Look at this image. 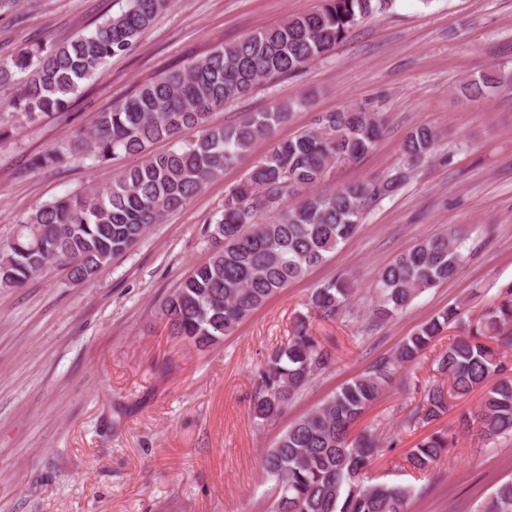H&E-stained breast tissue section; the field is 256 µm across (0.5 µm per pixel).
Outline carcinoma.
I'll return each instance as SVG.
<instances>
[{
    "instance_id": "obj_1",
    "label": "carcinoma",
    "mask_w": 512,
    "mask_h": 512,
    "mask_svg": "<svg viewBox=\"0 0 512 512\" xmlns=\"http://www.w3.org/2000/svg\"><path fill=\"white\" fill-rule=\"evenodd\" d=\"M392 2L322 0L308 14L220 45L183 71L151 81L95 113L90 130L69 144L67 155L98 163L120 154L138 155L140 164L123 170L104 189L57 198L19 220L14 236L0 242V288H19L53 263L69 269L73 284L91 282L115 256L133 248L151 225L185 207L308 100L296 98L269 112H250L230 126L210 125L211 112L263 80L293 74L326 55ZM171 4L126 0L118 15L91 31L50 47H25L0 60V83L19 85L6 108L24 125L67 109L83 83L101 77L109 60L127 53ZM499 84L494 74L484 73L465 81L460 92L481 99ZM384 126L381 113L351 107L319 113L313 127L276 141L225 194L220 218L211 229L209 260L160 302L159 314L170 335L201 349L219 343L354 236L365 211L427 162L438 141L434 129L420 125L403 143V166L378 180L316 191L333 168L374 149ZM190 127L198 129L197 138L180 144V133ZM159 140H170L175 147L163 154L149 151ZM291 197L299 198L294 206L286 205ZM466 240L456 228L444 231L381 268L374 284L373 320H392L421 293L454 277L468 259ZM353 295L352 282L337 277L313 288L308 306L331 320L350 311ZM461 316L455 306L422 323L389 356L288 426L262 460L263 473L275 485L270 512H410L412 487L365 480V470L383 442L371 431L354 438L350 431L394 382L398 370L417 362ZM510 347L512 285L498 291V300L482 313L475 330L449 340L436 356V371L448 376V388L430 387L405 424H429L448 411V399L486 386L475 418L465 416L461 424L478 425L491 443L512 439V365L501 356ZM336 364V350L313 334L309 319L298 318L292 336L258 371L255 422L277 420L317 375ZM451 444L452 434L433 432L408 451L406 461L425 471ZM475 512H512V481L497 485Z\"/></svg>"
}]
</instances>
